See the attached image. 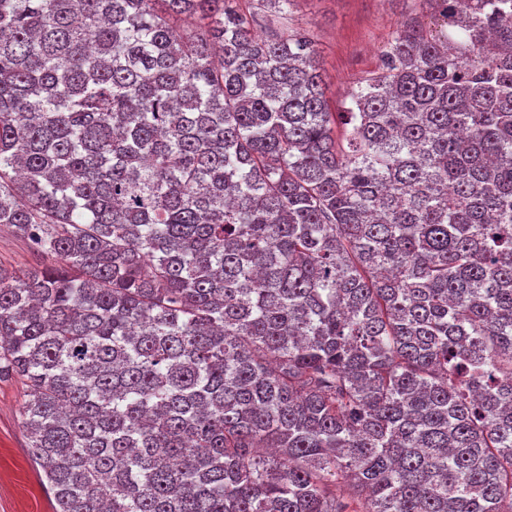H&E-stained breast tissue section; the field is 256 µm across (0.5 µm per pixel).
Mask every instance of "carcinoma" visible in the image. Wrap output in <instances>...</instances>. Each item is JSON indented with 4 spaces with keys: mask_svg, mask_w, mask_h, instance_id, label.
<instances>
[{
    "mask_svg": "<svg viewBox=\"0 0 512 512\" xmlns=\"http://www.w3.org/2000/svg\"><path fill=\"white\" fill-rule=\"evenodd\" d=\"M243 0H0V381L55 512H512V0L329 111ZM37 261L26 240L9 226H0V266L12 270L37 267Z\"/></svg>",
    "mask_w": 512,
    "mask_h": 512,
    "instance_id": "carcinoma-1",
    "label": "carcinoma"
}]
</instances>
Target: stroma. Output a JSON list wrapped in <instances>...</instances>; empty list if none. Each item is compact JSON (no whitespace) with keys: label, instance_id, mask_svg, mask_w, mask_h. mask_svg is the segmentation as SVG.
Wrapping results in <instances>:
<instances>
[{"label":"stroma","instance_id":"obj_1","mask_svg":"<svg viewBox=\"0 0 512 512\" xmlns=\"http://www.w3.org/2000/svg\"><path fill=\"white\" fill-rule=\"evenodd\" d=\"M255 11L258 35L284 26L312 35L333 112L343 111L351 90L378 71L392 32L406 19L418 18L436 35L448 29L431 0H293L283 19L269 6ZM23 400L20 382H0V512H53V494L28 455Z\"/></svg>","mask_w":512,"mask_h":512}]
</instances>
